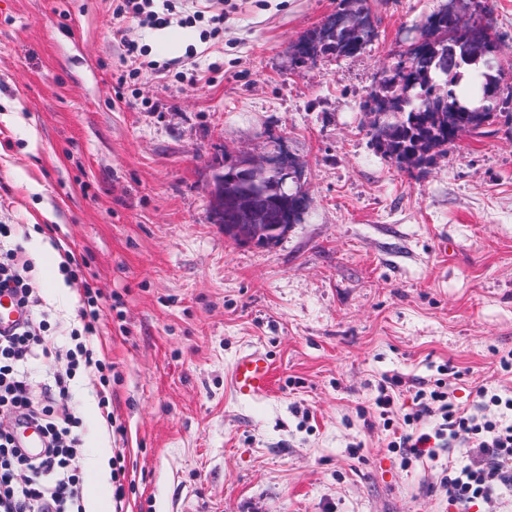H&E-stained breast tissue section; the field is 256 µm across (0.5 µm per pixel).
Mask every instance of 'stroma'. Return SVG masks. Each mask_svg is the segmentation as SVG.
Segmentation results:
<instances>
[{
  "label": "stroma",
  "mask_w": 512,
  "mask_h": 512,
  "mask_svg": "<svg viewBox=\"0 0 512 512\" xmlns=\"http://www.w3.org/2000/svg\"><path fill=\"white\" fill-rule=\"evenodd\" d=\"M112 0H0V224L26 233L31 281L66 352L86 288L92 343L112 364V418L96 374L82 419L84 500L113 512H448L428 465L403 469L370 410L395 374L512 389V101L488 134L461 132L427 165L371 142L372 84L444 0H368L374 38L349 56L298 47L340 0H210L209 17L116 31ZM501 86H512V0H484ZM223 14L219 37L204 36ZM160 68L114 94L120 35ZM285 154L307 206L269 245H237L211 213L225 156ZM87 265L66 280L65 251ZM274 368L238 401L243 352ZM272 379V363L259 350L238 356L229 373L231 390L240 401H255L265 396L270 390Z\"/></svg>",
  "instance_id": "35a3bbf8"
}]
</instances>
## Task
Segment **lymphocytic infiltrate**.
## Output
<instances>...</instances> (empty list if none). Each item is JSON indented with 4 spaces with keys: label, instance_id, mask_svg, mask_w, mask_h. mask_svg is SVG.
<instances>
[{
    "label": "lymphocytic infiltrate",
    "instance_id": "f902f5d3",
    "mask_svg": "<svg viewBox=\"0 0 512 512\" xmlns=\"http://www.w3.org/2000/svg\"><path fill=\"white\" fill-rule=\"evenodd\" d=\"M172 9V0H112V17L120 22L136 19L162 26ZM30 270L23 244L10 225L1 224L0 289H12L29 313L37 304ZM101 319L96 292H87L81 325L70 334L73 346L65 354L66 366L51 373L53 387L42 397L34 390L29 366L51 355L45 344L50 322L29 316L12 334L0 335V412L20 424L37 423L48 438L44 454L33 459L20 448L14 431L0 430V512H86L75 464L82 422L70 412L68 396L76 375L92 372L99 380L100 406L109 405L112 365L86 343ZM460 378V372L445 367L432 380L387 379L373 402L384 430L391 433L386 450L406 468L432 462L456 512H503L512 492V391L481 384L473 388L472 401L462 403L456 396ZM406 383L414 396L398 419L394 392Z\"/></svg>",
    "mask_w": 512,
    "mask_h": 512
}]
</instances>
